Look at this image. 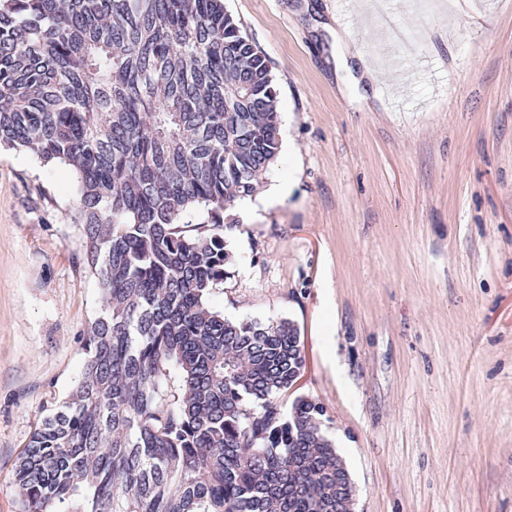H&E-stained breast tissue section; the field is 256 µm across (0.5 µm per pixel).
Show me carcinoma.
Returning a JSON list of instances; mask_svg holds the SVG:
<instances>
[{
    "instance_id": "carcinoma-1",
    "label": "carcinoma",
    "mask_w": 512,
    "mask_h": 512,
    "mask_svg": "<svg viewBox=\"0 0 512 512\" xmlns=\"http://www.w3.org/2000/svg\"><path fill=\"white\" fill-rule=\"evenodd\" d=\"M224 0H0V146L71 167L100 315L15 465L19 512H353L289 320L210 302L281 144ZM209 224L189 226L197 208Z\"/></svg>"
}]
</instances>
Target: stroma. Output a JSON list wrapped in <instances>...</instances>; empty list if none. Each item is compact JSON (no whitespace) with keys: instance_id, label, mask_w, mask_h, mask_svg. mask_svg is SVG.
<instances>
[{"instance_id":"stroma-1","label":"stroma","mask_w":512,"mask_h":512,"mask_svg":"<svg viewBox=\"0 0 512 512\" xmlns=\"http://www.w3.org/2000/svg\"><path fill=\"white\" fill-rule=\"evenodd\" d=\"M281 147L232 210L231 319H287L355 512H512V0H224ZM414 28L409 50L397 33ZM76 177L0 150V512L100 312Z\"/></svg>"}]
</instances>
